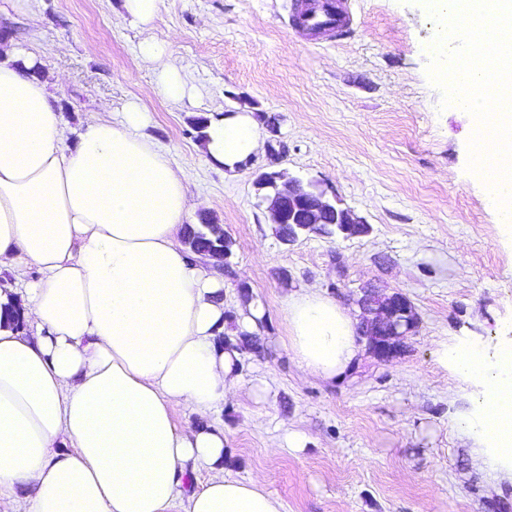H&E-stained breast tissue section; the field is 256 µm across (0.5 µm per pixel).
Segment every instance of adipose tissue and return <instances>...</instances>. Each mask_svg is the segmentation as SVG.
Listing matches in <instances>:
<instances>
[{
	"label": "adipose tissue",
	"instance_id": "obj_1",
	"mask_svg": "<svg viewBox=\"0 0 512 512\" xmlns=\"http://www.w3.org/2000/svg\"><path fill=\"white\" fill-rule=\"evenodd\" d=\"M0 53V309L23 321L0 319V494L22 490L25 512H280L260 479L224 473L213 416L240 385L242 352L222 339L216 259L180 243L196 205L149 113L131 101L70 129L41 60L11 42ZM140 58L158 95L193 96L168 42ZM259 139L251 115L214 116L203 151L232 171ZM287 322L303 374L354 365L355 321L317 289L289 295ZM438 356L481 384L468 428L512 482V368L470 343ZM179 409L202 425L177 422Z\"/></svg>",
	"mask_w": 512,
	"mask_h": 512
}]
</instances>
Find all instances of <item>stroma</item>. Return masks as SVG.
Returning a JSON list of instances; mask_svg holds the SVG:
<instances>
[{
  "instance_id": "35a3bbf8",
  "label": "stroma",
  "mask_w": 512,
  "mask_h": 512,
  "mask_svg": "<svg viewBox=\"0 0 512 512\" xmlns=\"http://www.w3.org/2000/svg\"><path fill=\"white\" fill-rule=\"evenodd\" d=\"M122 0H34L0 14V27L62 73L56 95L77 128L103 105L138 101L151 133L232 241L224 308L244 298L265 312L242 380L224 403L225 472L261 477L282 512H512V483L496 479L466 429L481 389L443 365L440 344H479L489 364L512 349V234L483 181L467 169L468 115L442 107L427 76L438 26L419 0H346L356 23L342 40L290 21L294 0H165L151 29ZM169 42L198 94H155L139 48ZM248 113L262 128L250 164L228 172L201 150L191 117ZM284 146L270 159L266 144ZM314 183L365 217L368 235L306 234L283 245L253 186L257 171ZM399 291L414 330L384 361L359 342L356 364L333 381L301 376L285 309L311 287L361 317L360 290ZM269 391L257 392L259 382ZM302 450L285 448L290 433Z\"/></svg>"
}]
</instances>
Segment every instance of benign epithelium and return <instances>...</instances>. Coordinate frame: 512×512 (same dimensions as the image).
Masks as SVG:
<instances>
[{"instance_id":"7a95c632","label":"benign epithelium","mask_w":512,"mask_h":512,"mask_svg":"<svg viewBox=\"0 0 512 512\" xmlns=\"http://www.w3.org/2000/svg\"><path fill=\"white\" fill-rule=\"evenodd\" d=\"M276 173H261L256 181H269L275 190L269 200V210L273 223L288 225V237L281 242L288 245L303 235L315 233L324 235L330 226L345 238H355L368 231L363 218L350 209L336 207V200L326 197L325 193L308 182L290 178L279 185ZM364 311L371 315L363 323V336L368 348L379 358L392 357L394 349L414 328L415 314L408 298L400 292L382 296L374 287L363 290L359 299Z\"/></svg>"}]
</instances>
